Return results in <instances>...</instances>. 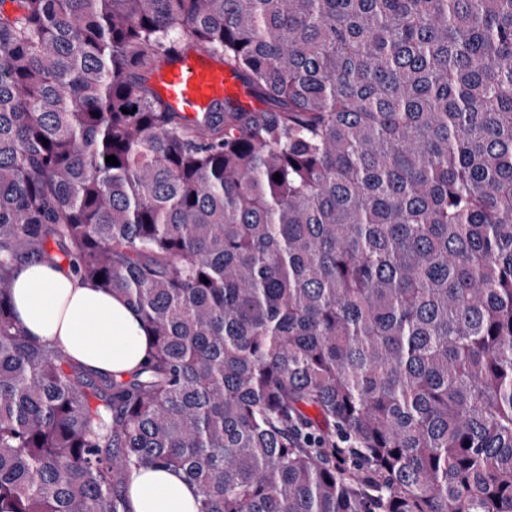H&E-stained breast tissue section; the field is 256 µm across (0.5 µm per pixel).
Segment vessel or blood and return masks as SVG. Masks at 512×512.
<instances>
[{"mask_svg": "<svg viewBox=\"0 0 512 512\" xmlns=\"http://www.w3.org/2000/svg\"><path fill=\"white\" fill-rule=\"evenodd\" d=\"M152 84L171 110L189 117L208 112L227 98L247 99L242 83L222 63L193 52L162 62Z\"/></svg>", "mask_w": 512, "mask_h": 512, "instance_id": "obj_1", "label": "vessel or blood"}]
</instances>
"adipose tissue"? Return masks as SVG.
<instances>
[{
    "label": "adipose tissue",
    "mask_w": 512,
    "mask_h": 512,
    "mask_svg": "<svg viewBox=\"0 0 512 512\" xmlns=\"http://www.w3.org/2000/svg\"><path fill=\"white\" fill-rule=\"evenodd\" d=\"M10 292L15 317L34 342L60 349L86 367L120 377L148 358L152 344L128 304L64 267L20 265ZM198 487L181 472L143 466L130 476V512H197Z\"/></svg>",
    "instance_id": "ef3b65f1"
}]
</instances>
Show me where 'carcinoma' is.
<instances>
[{"instance_id": "obj_1", "label": "carcinoma", "mask_w": 512, "mask_h": 512, "mask_svg": "<svg viewBox=\"0 0 512 512\" xmlns=\"http://www.w3.org/2000/svg\"><path fill=\"white\" fill-rule=\"evenodd\" d=\"M12 2L0 512H129L145 465L198 512H512V0ZM192 51L265 108H167ZM59 252L138 371L16 323Z\"/></svg>"}]
</instances>
